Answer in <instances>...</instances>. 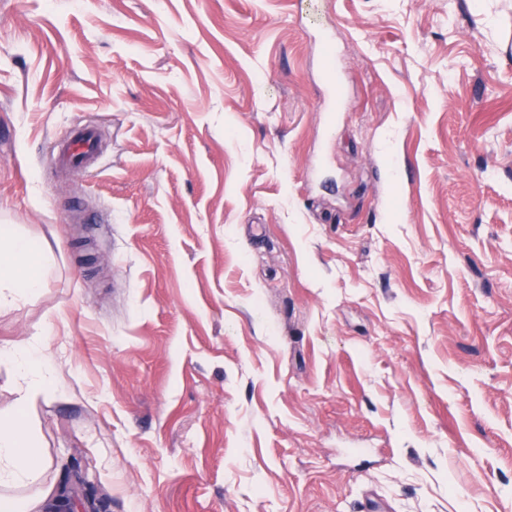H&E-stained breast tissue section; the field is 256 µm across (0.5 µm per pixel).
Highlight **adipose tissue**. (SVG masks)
<instances>
[{"instance_id":"obj_1","label":"adipose tissue","mask_w":512,"mask_h":512,"mask_svg":"<svg viewBox=\"0 0 512 512\" xmlns=\"http://www.w3.org/2000/svg\"><path fill=\"white\" fill-rule=\"evenodd\" d=\"M45 275L38 245L10 226L1 225L0 311L36 297ZM0 359L11 362L22 381L20 405H29L49 393L52 365L43 343L0 344ZM31 436L32 427L22 415L0 417V512H21L18 493L29 484H37L39 501H46L53 493V484L45 479L50 462L34 448Z\"/></svg>"}]
</instances>
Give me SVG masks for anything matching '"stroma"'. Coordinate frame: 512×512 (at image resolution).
Here are the masks:
<instances>
[{
	"label": "stroma",
	"mask_w": 512,
	"mask_h": 512,
	"mask_svg": "<svg viewBox=\"0 0 512 512\" xmlns=\"http://www.w3.org/2000/svg\"><path fill=\"white\" fill-rule=\"evenodd\" d=\"M1 224L104 512H512V0H0ZM64 169L76 171L95 165L100 152V136L96 127L75 124L53 142L51 150ZM45 275L39 246L9 225H1L0 311L36 297L43 287Z\"/></svg>",
	"instance_id": "stroma-1"
}]
</instances>
